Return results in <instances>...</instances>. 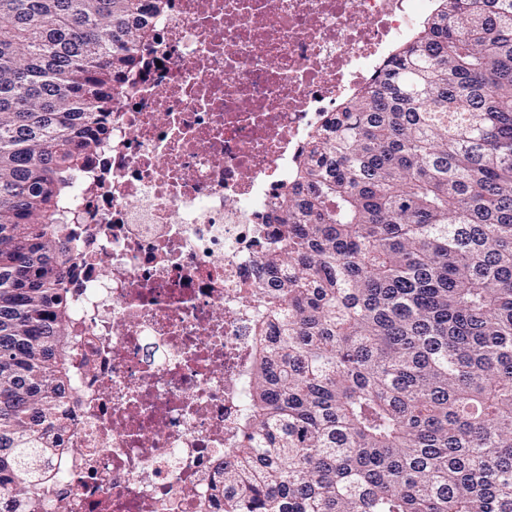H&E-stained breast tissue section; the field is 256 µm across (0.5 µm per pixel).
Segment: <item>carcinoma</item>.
Wrapping results in <instances>:
<instances>
[{"label":"carcinoma","instance_id":"obj_1","mask_svg":"<svg viewBox=\"0 0 512 512\" xmlns=\"http://www.w3.org/2000/svg\"><path fill=\"white\" fill-rule=\"evenodd\" d=\"M167 0H0V512L76 400L59 215ZM306 144L224 512H512V0H437Z\"/></svg>","mask_w":512,"mask_h":512}]
</instances>
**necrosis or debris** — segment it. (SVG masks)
Masks as SVG:
<instances>
[{
  "label": "necrosis or debris",
  "mask_w": 512,
  "mask_h": 512,
  "mask_svg": "<svg viewBox=\"0 0 512 512\" xmlns=\"http://www.w3.org/2000/svg\"><path fill=\"white\" fill-rule=\"evenodd\" d=\"M433 0H168L76 184L70 428L41 512H217L305 142Z\"/></svg>",
  "instance_id": "4bbe7bcc"
}]
</instances>
